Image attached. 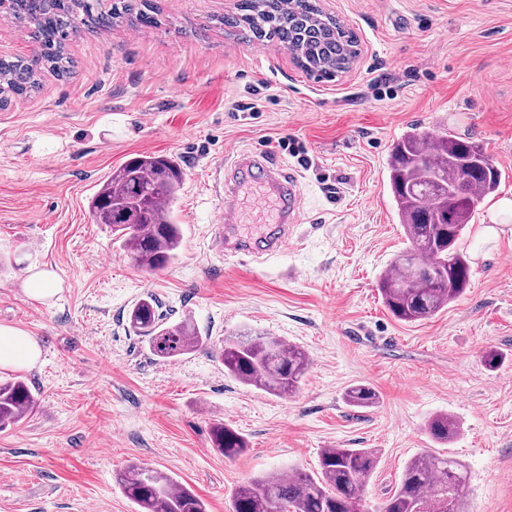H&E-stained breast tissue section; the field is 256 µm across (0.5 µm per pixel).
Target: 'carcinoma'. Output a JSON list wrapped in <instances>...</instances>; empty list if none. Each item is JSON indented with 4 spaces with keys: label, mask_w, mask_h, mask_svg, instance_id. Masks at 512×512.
Returning a JSON list of instances; mask_svg holds the SVG:
<instances>
[{
    "label": "carcinoma",
    "mask_w": 512,
    "mask_h": 512,
    "mask_svg": "<svg viewBox=\"0 0 512 512\" xmlns=\"http://www.w3.org/2000/svg\"><path fill=\"white\" fill-rule=\"evenodd\" d=\"M0 13L31 31L38 42L29 58H0V109L35 91L44 73L61 78L71 73L67 46L78 33L80 17L104 29L159 23L152 0H0ZM224 24L249 39L283 46L303 71L319 78L347 71L358 55L354 33L324 13L318 0H291L287 6L283 0H239V14ZM386 171L408 247L388 264L378 288L395 318L419 322L466 292L470 262L459 240L478 203L498 189L502 173L480 142L461 140L447 130L435 136L416 128L394 142ZM184 178L172 157H132L91 197V220L110 229L137 267L164 270L177 260L182 243L171 203ZM128 323L163 361L204 343L189 320L167 322L151 294L133 305ZM219 359L228 376L277 396L294 394L309 365L301 348L261 334L224 337ZM344 399L358 408L378 403L376 391L365 384L349 387ZM38 406L22 378L0 381V429ZM426 430L434 440L449 442L458 426L452 416L436 414ZM210 439L226 458L246 448L243 436L219 421L211 426ZM377 459L373 448H325L312 474L273 471L238 487L233 512H361ZM466 481L467 471L459 461L423 452L407 463L398 486L374 512H463L461 489ZM119 484L138 512H207V504L192 489L161 470L131 464L119 475Z\"/></svg>",
    "instance_id": "carcinoma-1"
}]
</instances>
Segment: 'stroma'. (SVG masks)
<instances>
[{"instance_id": "35a3bbf8", "label": "stroma", "mask_w": 512, "mask_h": 512, "mask_svg": "<svg viewBox=\"0 0 512 512\" xmlns=\"http://www.w3.org/2000/svg\"><path fill=\"white\" fill-rule=\"evenodd\" d=\"M155 2L153 28L82 26L72 73L44 74L0 109V326L41 351L21 371L37 410L0 431V512H137L116 483L133 462L189 486L209 512H232L239 486L314 471L325 448L377 450L366 512L426 450L465 465V512H512V223L480 235L512 195V0H319L360 44L330 81L277 44L229 34L222 20L237 0ZM384 73L392 93L379 97ZM251 100L258 116L238 109ZM415 127L480 141L506 177L463 234L468 290L411 324L384 307L378 280L406 245L386 160ZM287 137L312 168L280 149ZM234 150L265 151L302 191L292 238L258 260L226 257L217 237L214 176ZM138 154L175 156L186 173L172 203L182 248L158 272L135 266L88 214L99 185ZM33 267L56 273L51 299L25 294ZM149 293L207 345L155 359L127 326ZM241 331L306 351L294 395L225 375L218 349ZM489 350L497 369L482 360ZM354 384L372 386L378 404L350 407ZM437 413L458 421L445 445L426 432ZM216 420L246 439L238 457L212 448Z\"/></svg>"}]
</instances>
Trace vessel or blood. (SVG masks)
Returning <instances> with one entry per match:
<instances>
[{
    "label": "vessel or blood",
    "instance_id": "obj_1",
    "mask_svg": "<svg viewBox=\"0 0 512 512\" xmlns=\"http://www.w3.org/2000/svg\"><path fill=\"white\" fill-rule=\"evenodd\" d=\"M224 210L218 226L225 255L254 258L279 252L290 240L301 209L302 194L297 179L284 176L261 152L238 153L227 166L221 181ZM265 210L268 225L260 233L247 231L240 191Z\"/></svg>",
    "mask_w": 512,
    "mask_h": 512
}]
</instances>
